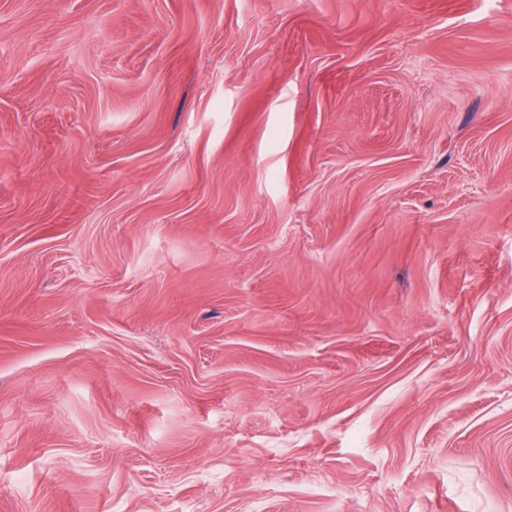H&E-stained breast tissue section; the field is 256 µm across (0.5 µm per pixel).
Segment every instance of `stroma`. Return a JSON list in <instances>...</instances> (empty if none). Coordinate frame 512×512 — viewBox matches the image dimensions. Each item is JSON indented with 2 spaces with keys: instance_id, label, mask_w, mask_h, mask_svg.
Wrapping results in <instances>:
<instances>
[{
  "instance_id": "obj_1",
  "label": "stroma",
  "mask_w": 512,
  "mask_h": 512,
  "mask_svg": "<svg viewBox=\"0 0 512 512\" xmlns=\"http://www.w3.org/2000/svg\"><path fill=\"white\" fill-rule=\"evenodd\" d=\"M0 512H512V0H0Z\"/></svg>"
}]
</instances>
